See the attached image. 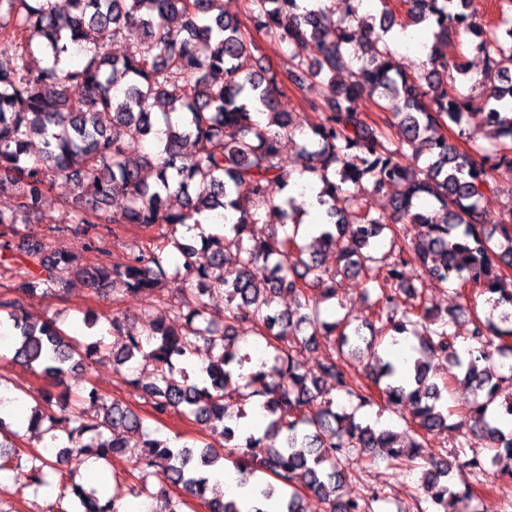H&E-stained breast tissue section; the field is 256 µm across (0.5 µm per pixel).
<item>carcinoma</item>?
<instances>
[{"label":"carcinoma","mask_w":512,"mask_h":512,"mask_svg":"<svg viewBox=\"0 0 512 512\" xmlns=\"http://www.w3.org/2000/svg\"><path fill=\"white\" fill-rule=\"evenodd\" d=\"M245 2L243 22L224 15L223 0H69L66 10L51 0H0V19H7L0 24V192L10 188L16 198L12 210H0V268L11 273L0 317L16 330L14 359L62 382L70 368L101 352L102 340L82 343L51 319L29 322L24 311V300L55 292L71 276L95 294L119 285L156 293L169 317L146 315L147 338L128 333V344L112 353L113 366L119 371L135 357L151 363L154 380L143 391L153 415L180 413L221 427L238 457L235 472L247 476L239 483L245 491L227 499L206 476V468L224 455L207 444L196 457L186 444L174 448L145 433L137 449L141 485L156 469L208 512H305L304 490L326 512H373L379 494L365 500L341 493L344 462L358 450L421 469L431 512H462L472 490H455L448 481L453 470L477 479L512 475V433H504L489 413L493 407L512 415V366L505 375L495 361L512 357V328L475 318L462 356L450 330L455 319L427 306L425 291L458 280L491 294L494 307H512V205L493 220L480 208L487 190L512 198V176H493L501 164L512 169V87L504 86L503 68L512 65V16L501 12L511 38L505 43L496 31L471 23L473 0H403V19L390 0H380L381 33L375 36V25L353 6L335 21L330 0L303 10L297 0ZM426 20L435 28L426 69L404 74L383 35L395 25ZM253 30L288 46L287 70L254 68ZM462 31L476 37L472 50L484 61L479 84L485 96L478 110L492 112L491 150L460 151L445 133L454 125L464 135L473 109V100L456 86L468 68L448 63L442 53ZM117 39L126 42L121 56L107 50ZM355 43L367 56L349 53ZM303 48L311 56H301ZM37 50L48 65H32ZM75 50L83 53L82 63L62 67ZM312 79L326 83L328 95L308 102L318 121L311 148L303 151V171L321 182L316 203L332 221L304 242L294 198L277 200L269 188L284 189L293 179L282 152L292 120L279 110L281 87L300 88ZM377 91L375 105L383 108L385 99L394 109L383 129L356 107L362 95ZM156 110L166 130L152 157L133 146L157 134ZM58 179L74 189L71 223L82 229L81 250L51 253L37 241L14 255L6 236L41 210ZM366 180L376 189L397 188L396 222L416 226L412 242L394 232L389 250L378 253L375 239L392 226L358 197L356 189ZM116 195L124 205L111 211L107 205ZM228 209L233 216L224 233L201 236V247L179 236V228L201 224L203 214L222 217ZM112 224H136L154 235L122 266L85 261L83 254L92 249L107 254L104 233ZM231 249L237 259L228 270L224 255ZM175 252L179 261L171 272ZM328 253L336 258L333 269L323 264ZM409 266L425 274L418 287L407 281ZM340 274L363 275L366 296H374L369 326L376 333L410 332L420 339L413 379L398 381L395 362L379 355L375 338L351 328V315L327 322L317 312H304L315 290L325 301L336 298ZM217 289L227 303L221 330L206 318ZM281 293L293 298L294 308L274 306ZM400 294L410 300L404 309L397 305ZM250 332L277 345L271 364H261L241 386L239 370L250 356L240 344ZM334 334L337 343L328 346L318 371H304L294 348ZM201 340L207 356L199 362L194 353ZM362 342L376 363L366 383L348 371ZM431 358L448 362L475 394L458 422L460 447L480 445L491 456L475 451L450 461L430 450L429 436L448 427L442 389L428 374ZM334 392L357 400L359 409L378 400L388 408L409 406L418 437L403 446L392 430L358 422L354 411H335ZM254 396L265 398L261 407L271 419L262 433L239 436L241 402ZM101 409L98 422L84 425L74 409L56 413L53 395L45 393L29 426L65 433L68 446L60 457L77 452L105 460L126 453V435L142 429L141 418L117 402ZM6 430L0 417V472H13L21 462L1 452L9 440ZM60 464L38 455L27 477L41 486L48 484L44 469L57 473L60 498L70 497L71 512H123L121 492L101 505L96 490L76 482Z\"/></svg>","instance_id":"1"}]
</instances>
